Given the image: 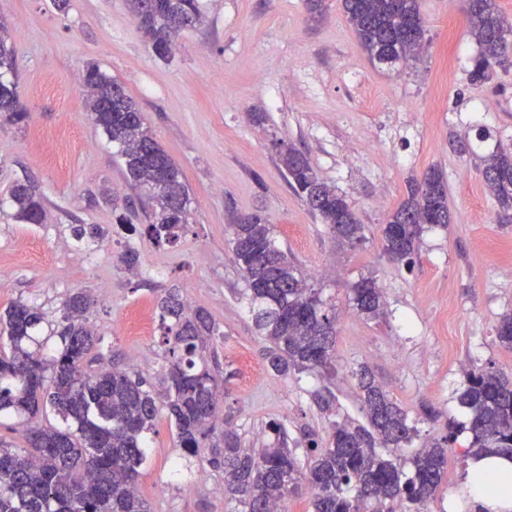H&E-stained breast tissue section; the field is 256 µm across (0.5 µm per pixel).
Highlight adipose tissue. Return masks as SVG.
Returning a JSON list of instances; mask_svg holds the SVG:
<instances>
[{"instance_id": "obj_1", "label": "adipose tissue", "mask_w": 512, "mask_h": 512, "mask_svg": "<svg viewBox=\"0 0 512 512\" xmlns=\"http://www.w3.org/2000/svg\"><path fill=\"white\" fill-rule=\"evenodd\" d=\"M466 501L449 498L448 512H512V459L486 454L470 460Z\"/></svg>"}]
</instances>
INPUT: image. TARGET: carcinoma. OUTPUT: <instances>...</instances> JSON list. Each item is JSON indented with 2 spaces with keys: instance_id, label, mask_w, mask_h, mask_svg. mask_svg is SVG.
I'll return each mask as SVG.
<instances>
[{
  "instance_id": "obj_1",
  "label": "carcinoma",
  "mask_w": 512,
  "mask_h": 512,
  "mask_svg": "<svg viewBox=\"0 0 512 512\" xmlns=\"http://www.w3.org/2000/svg\"><path fill=\"white\" fill-rule=\"evenodd\" d=\"M358 43L368 59L382 64L416 60L425 29L419 0H343ZM141 27L155 51L163 53L179 32L199 17V0H133ZM468 25L481 52L473 60L470 81L490 78L495 62L507 51L512 24L495 0H468ZM14 51L0 36V77L15 73ZM85 82L93 88L92 120L101 107L112 105L107 138L116 146L127 176L139 187L136 198L112 197L122 204L130 222L137 211L149 220L146 233L158 243H172L187 223L191 198L180 169L158 144L136 103L123 86L97 66L86 69ZM0 112L16 122L28 119L19 100L17 84L0 80ZM154 153L163 169L161 184H150L147 159ZM289 188L299 196L338 242L351 248L364 240L363 226L344 194L324 183L305 152L293 145L279 153ZM488 192L506 207L512 206V153L496 151L483 159L480 170ZM15 217L41 224L46 207L29 183L12 192ZM450 223L448 191L435 168L410 182L407 198L387 224L400 228L392 237L382 229L383 251L407 269L428 227ZM228 243L241 271L255 327L266 341L269 368L285 376L290 371L331 374L336 358V309L322 298V290L288 253L276 246L273 229L257 216L231 218ZM81 240L102 239L98 224L73 227ZM353 308L368 319L383 314V296L370 276L350 288ZM65 324L56 330L57 354L46 360L28 347L34 330L43 322L40 310L16 301L0 315V413L26 416L25 447L0 441V512H149L139 485L147 461V434L160 412L147 381L127 369L104 366L90 374L89 355L99 336L84 317L91 300L82 291L64 303ZM157 307L167 346V394L164 407L174 424L178 446L194 455L210 441L207 463L224 471V493L244 512H288V500L306 490L314 512H431L448 466L444 444L468 432L465 457L495 453L512 459V378L484 368L466 374L458 395L470 422L448 421L443 443L424 446L404 466L396 451L412 443L417 429L409 412L382 389L371 372H356L367 422H329L327 440L314 432L307 440V467H301L287 446L281 425L272 422L273 441L262 448H244L235 429L224 426L217 435L223 386L194 357L217 328L203 308L187 310L174 288H164ZM502 345L512 347V313L496 326ZM50 404L72 431L39 425L44 404Z\"/></svg>"
}]
</instances>
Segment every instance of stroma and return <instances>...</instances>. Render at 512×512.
Listing matches in <instances>:
<instances>
[{"instance_id": "obj_1", "label": "stroma", "mask_w": 512, "mask_h": 512, "mask_svg": "<svg viewBox=\"0 0 512 512\" xmlns=\"http://www.w3.org/2000/svg\"><path fill=\"white\" fill-rule=\"evenodd\" d=\"M200 18L167 57L157 56L131 0H0L16 56L26 122L0 114V313L14 301L44 315L41 349L56 353L52 328L68 295L81 291L101 342L94 365H117L149 378L163 395L165 347L156 314L159 289H179L188 309L207 310L218 332L197 363L224 383L221 416L250 448L281 423L289 446L303 434L327 437L329 421L313 401L327 388L340 421L364 422L356 373L368 367L408 409L414 448L468 421L457 395L473 367L512 375V349L495 327L512 310V221L480 174L483 158L512 147V65L484 84L469 71L480 47L466 21V0H419L426 32L418 59L403 71L371 63L358 45L342 0H199ZM97 65L121 83L144 113L160 146L183 173L192 198L175 242L156 243L116 225L103 194L133 195L112 146L91 120L83 75ZM265 113L254 123V113ZM302 148L317 175L345 193L364 227L356 248L339 246L326 224L289 188L278 144ZM448 186L451 222L426 231L413 269L382 250V228L407 184L430 168ZM30 181L46 200L47 219L13 217L10 189ZM272 224L314 287L331 296L338 318L336 370L280 377L268 368L265 342L227 243L230 213ZM79 224L106 229L103 240L76 239ZM140 255L137 272L121 269L125 247ZM372 276L384 313L353 308L348 283ZM437 416L427 419L422 407ZM141 491L151 512H236L218 489L222 471L209 451L183 456L176 429L159 413ZM468 435L448 448V469L431 505L466 495Z\"/></svg>"}]
</instances>
